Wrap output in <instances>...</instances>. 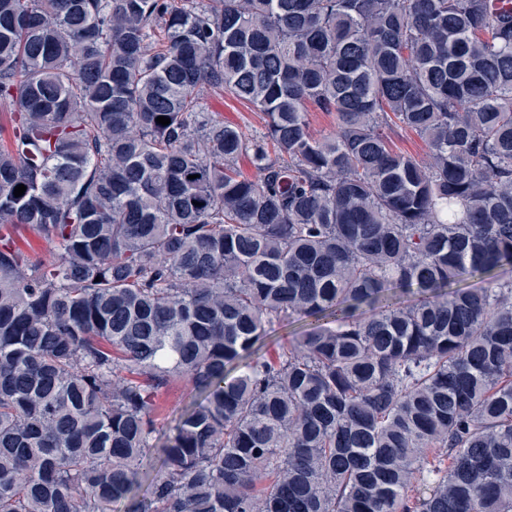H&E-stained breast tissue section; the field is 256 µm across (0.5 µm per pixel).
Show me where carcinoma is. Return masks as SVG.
I'll list each match as a JSON object with an SVG mask.
<instances>
[{
	"label": "carcinoma",
	"instance_id": "carcinoma-1",
	"mask_svg": "<svg viewBox=\"0 0 512 512\" xmlns=\"http://www.w3.org/2000/svg\"><path fill=\"white\" fill-rule=\"evenodd\" d=\"M0 112V512H512V6L0 0ZM201 109L204 112H218L224 117V122L235 124L249 133L261 136L264 122L258 112H253L246 104L225 96L220 92H209L201 100ZM390 137L393 148L400 153L413 156L417 159L425 158L428 154V147L423 139L416 133L394 127L386 131ZM304 325V321H295L287 326L277 328L275 332L269 334L266 346L259 353H272L279 346L287 344L296 333L303 330ZM195 399V392L183 381L174 382L159 397L161 433L168 432L175 424L180 412Z\"/></svg>",
	"mask_w": 512,
	"mask_h": 512
}]
</instances>
